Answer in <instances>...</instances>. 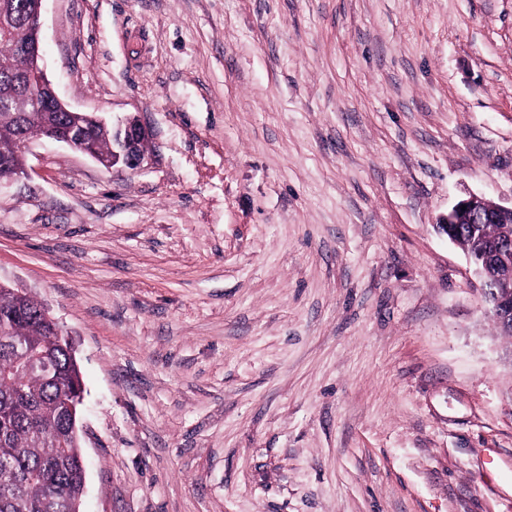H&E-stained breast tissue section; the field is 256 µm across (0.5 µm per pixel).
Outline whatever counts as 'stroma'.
Returning <instances> with one entry per match:
<instances>
[{"label": "stroma", "instance_id": "stroma-1", "mask_svg": "<svg viewBox=\"0 0 512 512\" xmlns=\"http://www.w3.org/2000/svg\"><path fill=\"white\" fill-rule=\"evenodd\" d=\"M108 172L26 144L0 282L67 332L81 512H512V338L436 225L512 203V0H45ZM102 123H108L105 118L98 116ZM81 125L87 129L91 139L102 153H109L112 147V154L109 156L100 155L90 141L75 144L74 133L62 134L54 132L37 131L31 140L48 138L58 143L67 145L93 159L98 165L107 171L114 170H136L141 168L148 160V154L141 145L149 141L151 132L149 128L136 116L127 117L115 129L109 123L101 125L91 119H82ZM113 132V137H112ZM113 139V145H112Z\"/></svg>", "mask_w": 512, "mask_h": 512}]
</instances>
